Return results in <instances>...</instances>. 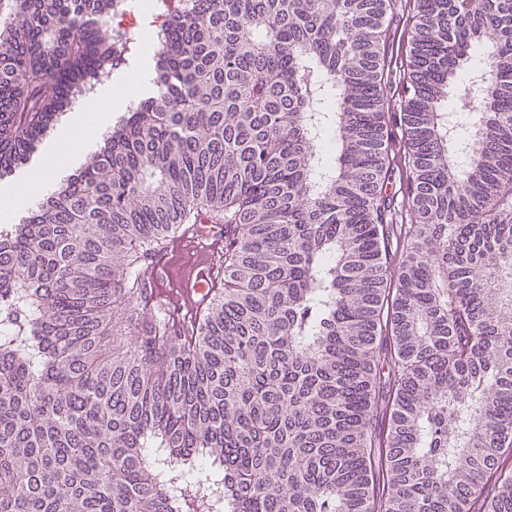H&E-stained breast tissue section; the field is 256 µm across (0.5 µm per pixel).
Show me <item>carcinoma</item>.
<instances>
[{
  "label": "carcinoma",
  "mask_w": 512,
  "mask_h": 512,
  "mask_svg": "<svg viewBox=\"0 0 512 512\" xmlns=\"http://www.w3.org/2000/svg\"><path fill=\"white\" fill-rule=\"evenodd\" d=\"M110 2L0 0V173L154 61L0 229V512H512V0H407L395 272L397 0H148L164 37L119 57ZM204 218L223 287L177 324L146 260ZM117 310L136 346L107 358ZM403 9L404 2H402V7L399 6L396 21L394 19V24L392 27V32H394V46L393 51L391 52L390 44L387 58V63L389 64L387 69L389 92L390 95L393 96V99L397 100L399 97V82L403 77V66L405 65L406 55L408 52L407 30L409 18L407 16V9H405L404 12Z\"/></svg>",
  "instance_id": "carcinoma-1"
}]
</instances>
